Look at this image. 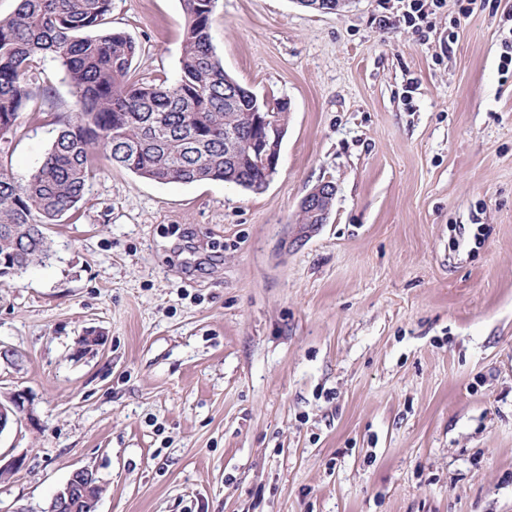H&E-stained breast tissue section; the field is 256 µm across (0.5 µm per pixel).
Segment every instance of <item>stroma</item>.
<instances>
[{"label":"stroma","mask_w":512,"mask_h":512,"mask_svg":"<svg viewBox=\"0 0 512 512\" xmlns=\"http://www.w3.org/2000/svg\"><path fill=\"white\" fill-rule=\"evenodd\" d=\"M403 14L219 0L225 71L290 104L278 172L254 193L95 160L50 257L0 281V396L35 418L0 435L23 461L0 512L80 467L96 512H512V0ZM107 25L135 79L177 78L180 0H112ZM40 86L0 152L19 180L75 108L54 66ZM337 187L330 181H322L314 185L310 191L302 198L299 207L301 209H309L312 214H299V222L301 224H318L320 218L314 214L322 216V223H326L325 219L329 216V208L333 206L334 196ZM332 201V203H331Z\"/></svg>","instance_id":"1"}]
</instances>
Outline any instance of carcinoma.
Listing matches in <instances>:
<instances>
[{
    "label": "carcinoma",
    "mask_w": 512,
    "mask_h": 512,
    "mask_svg": "<svg viewBox=\"0 0 512 512\" xmlns=\"http://www.w3.org/2000/svg\"><path fill=\"white\" fill-rule=\"evenodd\" d=\"M217 0H182L186 18L179 78H131L139 52L125 32L103 28L112 0H18L0 18V141L24 112L41 109V64L57 62L76 99L42 163L18 180L0 167V277L47 258L48 226L83 198L95 153L156 183L224 181L260 193L266 173L244 142L257 96L224 72L212 44Z\"/></svg>",
    "instance_id": "obj_1"
}]
</instances>
